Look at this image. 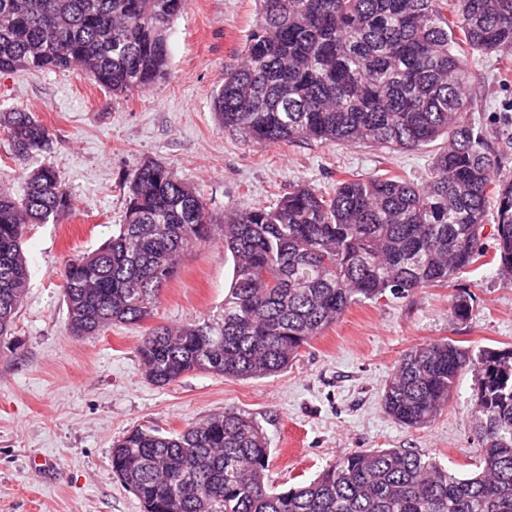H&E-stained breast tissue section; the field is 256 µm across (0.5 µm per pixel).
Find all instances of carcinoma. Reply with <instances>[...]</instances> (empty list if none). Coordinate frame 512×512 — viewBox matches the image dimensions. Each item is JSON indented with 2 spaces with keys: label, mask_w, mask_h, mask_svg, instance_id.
Wrapping results in <instances>:
<instances>
[{
  "label": "carcinoma",
  "mask_w": 512,
  "mask_h": 512,
  "mask_svg": "<svg viewBox=\"0 0 512 512\" xmlns=\"http://www.w3.org/2000/svg\"><path fill=\"white\" fill-rule=\"evenodd\" d=\"M189 0H0V74L80 69L112 99L169 74L166 33ZM241 62L224 71L214 109L224 128L258 145L320 141L415 150L449 138L427 180L354 175L331 194L298 184L275 206L241 205L214 222L202 190L148 159L123 179V224L103 246L65 262L67 330L93 336L148 318L182 255L215 238L234 260L224 308L150 329L138 354L159 387L201 371L263 378L349 306L386 293L445 287L486 255L512 281V183L500 153L467 120L471 52L512 50V0H258ZM19 154L50 149L31 113H0ZM71 210L57 171L42 166L22 198L0 189V336L27 293L23 236ZM473 298L451 296L468 320ZM477 374L471 413L480 471L459 478L418 451L344 455L308 484H268L270 448L234 410L181 431L134 429L112 448L113 474L144 512H512V347L478 352L452 339L416 347L382 390L385 412L429 426L462 372Z\"/></svg>",
  "instance_id": "1"
}]
</instances>
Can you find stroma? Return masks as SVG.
Returning a JSON list of instances; mask_svg holds the SVG:
<instances>
[{"label": "stroma", "instance_id": "1", "mask_svg": "<svg viewBox=\"0 0 512 512\" xmlns=\"http://www.w3.org/2000/svg\"><path fill=\"white\" fill-rule=\"evenodd\" d=\"M257 0H190L168 30L169 76L112 99L82 71L0 75V111L33 113L53 133L47 152L16 155L0 129V172L14 197L26 174L54 167L72 199L57 222L30 225L25 301L0 341V512H143L112 472L115 442L130 429L180 431L232 408L260 424L277 489L305 484L340 456L376 448L413 449L465 476L479 465L469 418L477 380L463 372L427 428L397 424L380 395L413 347L450 338L472 350L512 346V283L483 257L448 287L353 304L292 365L273 376L226 378L194 371L159 387L147 380L138 346L159 325L217 313L234 263L221 241L185 254L151 316L97 336L66 331V260L97 249L124 219L125 174L164 162L198 185L216 220L243 203L273 206L295 185L333 192L349 174L399 175L423 182L439 138L411 151L300 141L258 146L224 129L213 93L240 59ZM472 123L512 134V51L470 55ZM473 298L469 319L452 323V295Z\"/></svg>", "mask_w": 512, "mask_h": 512}]
</instances>
